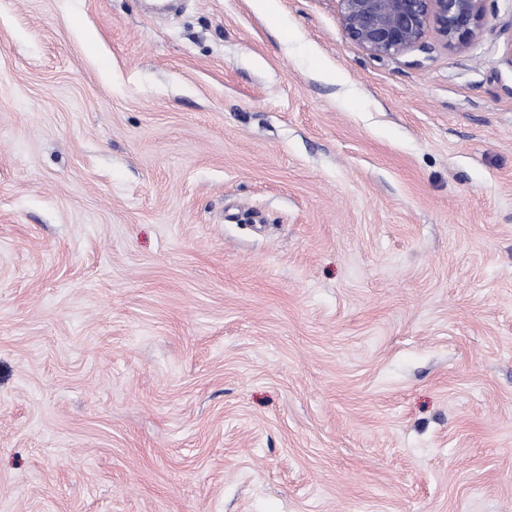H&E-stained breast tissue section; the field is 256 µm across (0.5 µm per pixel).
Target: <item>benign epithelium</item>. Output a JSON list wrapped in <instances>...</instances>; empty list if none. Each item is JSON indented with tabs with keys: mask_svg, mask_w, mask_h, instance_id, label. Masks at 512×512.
<instances>
[{
	"mask_svg": "<svg viewBox=\"0 0 512 512\" xmlns=\"http://www.w3.org/2000/svg\"><path fill=\"white\" fill-rule=\"evenodd\" d=\"M346 35L369 55L414 48L434 28L446 45L463 50L487 15L489 0H338Z\"/></svg>",
	"mask_w": 512,
	"mask_h": 512,
	"instance_id": "obj_1",
	"label": "benign epithelium"
}]
</instances>
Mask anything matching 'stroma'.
<instances>
[{
    "label": "stroma",
    "instance_id": "1",
    "mask_svg": "<svg viewBox=\"0 0 512 512\" xmlns=\"http://www.w3.org/2000/svg\"><path fill=\"white\" fill-rule=\"evenodd\" d=\"M0 512H512V0H0ZM490 0H338L346 35L369 55L414 48L433 27L447 46L463 50L487 15Z\"/></svg>",
    "mask_w": 512,
    "mask_h": 512
}]
</instances>
